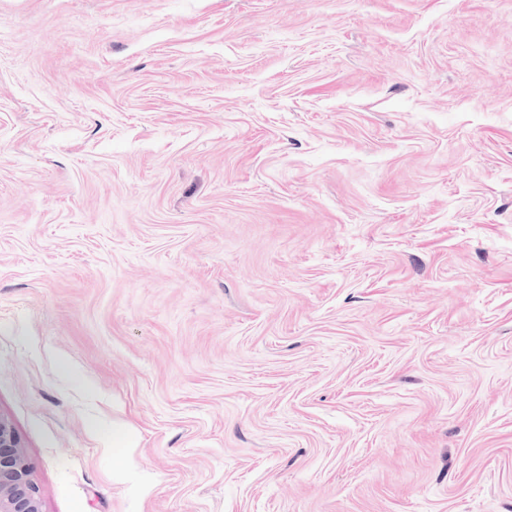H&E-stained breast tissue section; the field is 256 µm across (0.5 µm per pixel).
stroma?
Segmentation results:
<instances>
[{"label":"stroma","mask_w":512,"mask_h":512,"mask_svg":"<svg viewBox=\"0 0 512 512\" xmlns=\"http://www.w3.org/2000/svg\"><path fill=\"white\" fill-rule=\"evenodd\" d=\"M0 413L43 512H512V0H0Z\"/></svg>","instance_id":"obj_1"}]
</instances>
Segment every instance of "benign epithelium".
<instances>
[{
	"label": "benign epithelium",
	"mask_w": 512,
	"mask_h": 512,
	"mask_svg": "<svg viewBox=\"0 0 512 512\" xmlns=\"http://www.w3.org/2000/svg\"><path fill=\"white\" fill-rule=\"evenodd\" d=\"M0 512H42L25 445L10 419L1 413Z\"/></svg>",
	"instance_id": "1"
}]
</instances>
